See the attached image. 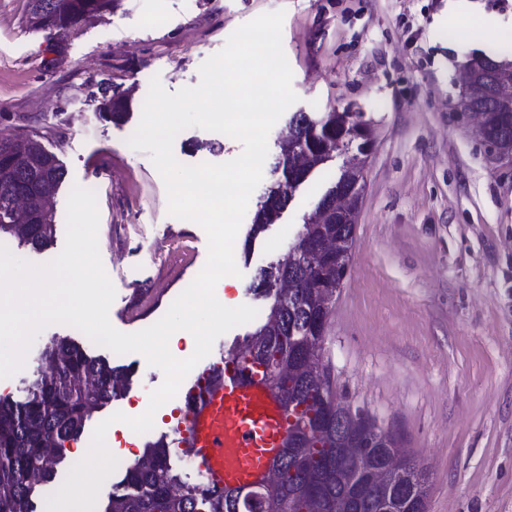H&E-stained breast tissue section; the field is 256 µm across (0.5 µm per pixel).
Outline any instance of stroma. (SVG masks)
Here are the masks:
<instances>
[{
	"instance_id": "stroma-1",
	"label": "stroma",
	"mask_w": 512,
	"mask_h": 512,
	"mask_svg": "<svg viewBox=\"0 0 512 512\" xmlns=\"http://www.w3.org/2000/svg\"><path fill=\"white\" fill-rule=\"evenodd\" d=\"M27 0H0V134L41 133L67 171L53 200L62 251L67 199L94 183L98 245L116 296L111 324L143 330L168 311L208 257L205 231L170 216L148 153L130 148L152 77L169 92L197 85L199 68L241 25L284 11L282 46L298 100L292 111L363 113L376 143L366 167L354 256L324 341L336 387L398 433L428 473L427 512H512V179L492 170L456 119V78L472 56L506 50L512 0H118L67 37L30 28ZM131 118L101 120L106 99ZM184 164L223 163L239 141L192 127L173 145ZM343 162L335 157L297 191L259 238L231 288L216 296L262 308L260 268L281 258ZM55 336L131 368L127 392L94 413L137 416L163 372L52 324L10 378L20 392Z\"/></svg>"
}]
</instances>
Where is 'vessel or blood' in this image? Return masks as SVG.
I'll return each instance as SVG.
<instances>
[{
  "mask_svg": "<svg viewBox=\"0 0 512 512\" xmlns=\"http://www.w3.org/2000/svg\"><path fill=\"white\" fill-rule=\"evenodd\" d=\"M184 393L185 414L172 441L208 489L264 485L288 430V416L259 374L221 366Z\"/></svg>",
  "mask_w": 512,
  "mask_h": 512,
  "instance_id": "obj_1",
  "label": "vessel or blood"
}]
</instances>
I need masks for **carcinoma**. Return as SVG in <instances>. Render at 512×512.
Listing matches in <instances>:
<instances>
[{
  "mask_svg": "<svg viewBox=\"0 0 512 512\" xmlns=\"http://www.w3.org/2000/svg\"><path fill=\"white\" fill-rule=\"evenodd\" d=\"M115 3L64 0L61 9L73 12L99 4L110 10ZM489 61L495 58L483 55L471 62L475 84L466 101L473 107L483 103ZM297 125L302 135L277 151L281 170L271 173L270 193L252 217L245 257L253 240L271 225L273 213L288 208L298 188L332 161L336 142L350 140L355 123L346 112H325L318 118L300 112ZM484 135L512 149V116L489 113ZM22 147L41 159L54 188L65 182L66 170L44 147L41 134L25 135ZM17 177V171L0 163V238L16 239L18 245L39 252L53 240L56 225L49 217L43 224L32 225L30 235H18L16 226L22 223L23 213L11 190ZM353 229L352 224H301L294 239L295 259L286 267L270 265L258 271L254 291L264 300L262 316L227 350V365L247 361L266 365L262 376L288 410V439L260 512H427L428 476L419 462L410 459L401 471L380 478L394 450L389 429L376 420L365 425L374 444L360 458L346 461L342 478L336 475V459L345 448L346 429L334 423L317 425V414L329 393L306 375L303 361L323 358L325 334L313 319L321 303L318 289L304 287L303 245L336 234L344 241ZM285 281L291 288H281ZM41 360L51 370L34 372L23 397L0 398V512H37L36 489L53 480L65 459L64 443L83 435L91 419L85 408L112 403L129 385L128 367L93 356L68 337L52 340ZM170 456L164 439L145 443L136 463L112 484L102 512H235L237 492L217 494L202 485L184 484L173 472Z\"/></svg>",
  "mask_w": 512,
  "mask_h": 512,
  "instance_id": "cac0c4a2",
  "label": "carcinoma"
}]
</instances>
